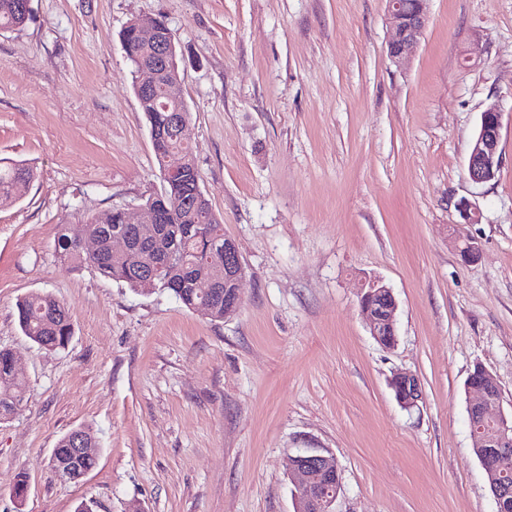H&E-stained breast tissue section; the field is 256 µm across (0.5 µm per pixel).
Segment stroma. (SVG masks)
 I'll use <instances>...</instances> for the list:
<instances>
[{"instance_id": "obj_1", "label": "stroma", "mask_w": 512, "mask_h": 512, "mask_svg": "<svg viewBox=\"0 0 512 512\" xmlns=\"http://www.w3.org/2000/svg\"><path fill=\"white\" fill-rule=\"evenodd\" d=\"M0 31V158L34 168L0 209V349L26 397L0 421V512H294L290 460H336L335 512H496L471 450L480 366L512 410V0H428L404 67L386 0H32ZM164 17L177 48L201 187L247 269L223 321L61 263L57 225L160 194L120 32ZM503 113L495 179L466 176L479 116ZM480 212L464 223L460 201ZM475 238L463 262L456 234ZM397 301L384 348L359 284ZM47 292L74 336L39 348L16 303ZM421 383L401 407L394 374ZM84 427L79 482L45 463ZM28 472L16 507L11 490Z\"/></svg>"}]
</instances>
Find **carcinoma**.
I'll use <instances>...</instances> for the list:
<instances>
[{
  "instance_id": "1",
  "label": "carcinoma",
  "mask_w": 512,
  "mask_h": 512,
  "mask_svg": "<svg viewBox=\"0 0 512 512\" xmlns=\"http://www.w3.org/2000/svg\"><path fill=\"white\" fill-rule=\"evenodd\" d=\"M26 0H0V30L20 27L31 17L25 9ZM122 41L133 73L143 68H159L157 56L158 36H146L132 27H124ZM183 103H175L166 92L159 90L140 103L148 125L162 126L167 117ZM158 168L172 152L191 154L175 132L165 136L153 147ZM34 177L33 169L14 161L0 159V207L14 203L21 188ZM200 181L195 158H190L182 176L164 180V191L147 199L152 212L151 227L142 232L124 223V210L113 208L97 214L84 224L73 228L69 224L57 225L55 252L57 257L75 268L91 267L100 275L123 282L134 290H141V269L151 264L156 269V289L175 297L189 310L206 302L209 317L224 320V288H213L206 280L209 259L224 254V224L212 211L209 202L198 208L187 207L184 200L191 196L194 183ZM127 230L135 248L123 261H112V232ZM93 235L98 250L88 255L81 247L82 239ZM18 325L22 333L38 346L63 349L68 346L74 326L65 306L50 294H30L17 304ZM26 395V384L14 372L12 354L0 350V419H6L21 406ZM70 434L63 435L53 452L60 463L72 473L73 482L81 480L84 471L96 465V459H75L71 452Z\"/></svg>"
}]
</instances>
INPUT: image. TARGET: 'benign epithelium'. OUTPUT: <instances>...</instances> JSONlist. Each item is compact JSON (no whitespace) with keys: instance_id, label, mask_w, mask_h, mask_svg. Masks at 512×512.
Wrapping results in <instances>:
<instances>
[{"instance_id":"7a95c632","label":"benign epithelium","mask_w":512,"mask_h":512,"mask_svg":"<svg viewBox=\"0 0 512 512\" xmlns=\"http://www.w3.org/2000/svg\"><path fill=\"white\" fill-rule=\"evenodd\" d=\"M427 0H386V23L393 32L388 42V57L396 65L402 64L420 42L428 23ZM159 54L166 72L173 78L171 90L180 87L176 70V48L173 39L161 40ZM158 84V74L143 69L137 79L136 95L148 97ZM503 113L491 106L481 113L468 159V176L475 184H484L496 176L501 166L499 151ZM246 269L236 242L224 237V255L211 263L208 281L218 288L225 282L232 285L229 297L224 299V317L235 314L241 306L240 283ZM381 297L383 304L371 300ZM360 313L367 321L372 336L378 342H387L396 336L395 312L397 304L392 292L380 278L369 277L362 281L359 293ZM391 388L397 402L404 408L417 406L422 398L419 379L407 372L396 374ZM467 389L476 391V398L469 401L468 411L478 420L491 423L480 438L477 447L481 451L476 458L481 463L496 504V512H512V479L506 474L512 471V413L501 409V389L488 371L482 379L468 383ZM293 472L298 479L297 512H334L333 505L341 492L336 479L332 456L314 448H307L292 459Z\"/></svg>"}]
</instances>
